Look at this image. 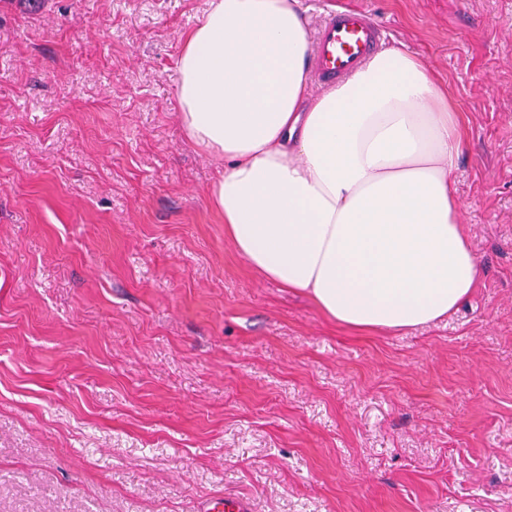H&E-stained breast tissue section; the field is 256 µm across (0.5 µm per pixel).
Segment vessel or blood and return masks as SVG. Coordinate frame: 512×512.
<instances>
[{
	"label": "vessel or blood",
	"instance_id": "b4317fda",
	"mask_svg": "<svg viewBox=\"0 0 512 512\" xmlns=\"http://www.w3.org/2000/svg\"><path fill=\"white\" fill-rule=\"evenodd\" d=\"M384 39L383 26L363 11L346 8L330 13L311 53L315 83L326 85L349 77L378 51Z\"/></svg>",
	"mask_w": 512,
	"mask_h": 512
}]
</instances>
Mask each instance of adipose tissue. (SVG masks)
I'll return each instance as SVG.
<instances>
[{
  "label": "adipose tissue",
  "instance_id": "adipose-tissue-1",
  "mask_svg": "<svg viewBox=\"0 0 512 512\" xmlns=\"http://www.w3.org/2000/svg\"><path fill=\"white\" fill-rule=\"evenodd\" d=\"M305 13L302 0H210L184 37L179 117L224 162L210 191L224 233L338 325L442 320L481 277L459 222V114L402 45L311 95Z\"/></svg>",
  "mask_w": 512,
  "mask_h": 512
}]
</instances>
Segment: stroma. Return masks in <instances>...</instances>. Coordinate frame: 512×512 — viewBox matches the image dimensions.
Segmentation results:
<instances>
[{"label":"stroma","mask_w":512,"mask_h":512,"mask_svg":"<svg viewBox=\"0 0 512 512\" xmlns=\"http://www.w3.org/2000/svg\"><path fill=\"white\" fill-rule=\"evenodd\" d=\"M461 113L482 263L358 332L254 272L178 116L209 0H0V512H512V0H348Z\"/></svg>","instance_id":"35a3bbf8"}]
</instances>
